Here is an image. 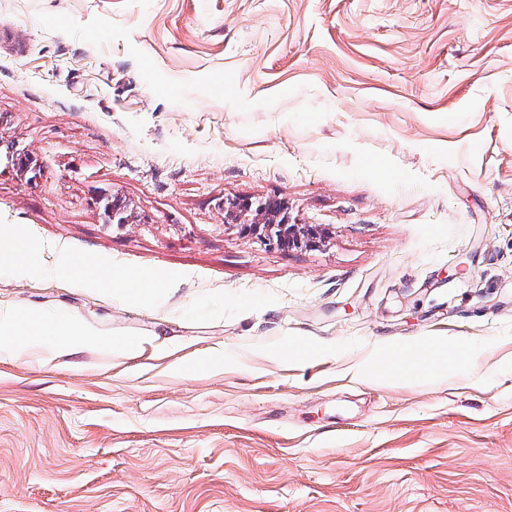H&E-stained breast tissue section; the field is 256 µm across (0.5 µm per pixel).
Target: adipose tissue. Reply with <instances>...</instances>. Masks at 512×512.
I'll return each instance as SVG.
<instances>
[{"instance_id":"adipose-tissue-1","label":"adipose tissue","mask_w":512,"mask_h":512,"mask_svg":"<svg viewBox=\"0 0 512 512\" xmlns=\"http://www.w3.org/2000/svg\"><path fill=\"white\" fill-rule=\"evenodd\" d=\"M57 274L76 283L106 293L118 291L130 298L162 294L166 285L159 280H143L135 275L112 278L93 263L61 257ZM107 337L87 322L33 305L23 310L0 307V359L37 357L66 363L78 348L93 343L107 344Z\"/></svg>"}]
</instances>
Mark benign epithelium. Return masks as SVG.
Listing matches in <instances>:
<instances>
[{
  "instance_id": "obj_1",
  "label": "benign epithelium",
  "mask_w": 512,
  "mask_h": 512,
  "mask_svg": "<svg viewBox=\"0 0 512 512\" xmlns=\"http://www.w3.org/2000/svg\"><path fill=\"white\" fill-rule=\"evenodd\" d=\"M224 222L243 235L260 236L271 247H313L320 239L319 226L290 223L287 205L278 200L232 203L225 209Z\"/></svg>"
}]
</instances>
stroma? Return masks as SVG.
<instances>
[{
    "instance_id": "obj_1",
    "label": "stroma",
    "mask_w": 512,
    "mask_h": 512,
    "mask_svg": "<svg viewBox=\"0 0 512 512\" xmlns=\"http://www.w3.org/2000/svg\"><path fill=\"white\" fill-rule=\"evenodd\" d=\"M0 140V306L112 339L0 361V512H512V0H0ZM288 207L278 200L253 205L235 202L225 209L224 222L237 226L243 235L261 236L271 247L316 246L320 229L312 224H290ZM40 265V251L31 247L23 239L11 241L7 247L0 250V267L32 269ZM57 274L76 283L89 285L105 293L120 291L129 298L142 296H156L166 290V284L159 280H143L140 276L125 275L118 278L104 276L100 268L85 261L75 262L66 255H62L55 268Z\"/></svg>"
}]
</instances>
